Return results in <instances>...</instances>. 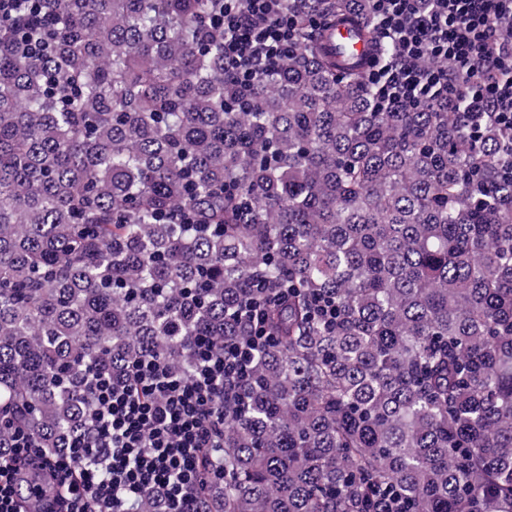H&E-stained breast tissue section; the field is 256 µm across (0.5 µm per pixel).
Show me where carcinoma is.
<instances>
[{"label":"carcinoma","mask_w":512,"mask_h":512,"mask_svg":"<svg viewBox=\"0 0 512 512\" xmlns=\"http://www.w3.org/2000/svg\"><path fill=\"white\" fill-rule=\"evenodd\" d=\"M223 5L15 0L32 26L0 22V454L19 429L66 452L93 375L184 371L257 299L269 341L201 512H512L498 132L471 149L461 99L378 111L326 41L347 24L388 57L366 0H291L296 49L246 91Z\"/></svg>","instance_id":"obj_1"}]
</instances>
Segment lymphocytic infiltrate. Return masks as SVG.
Here are the masks:
<instances>
[{"mask_svg": "<svg viewBox=\"0 0 512 512\" xmlns=\"http://www.w3.org/2000/svg\"><path fill=\"white\" fill-rule=\"evenodd\" d=\"M288 0H224L212 28L224 35V73L250 88L266 69L288 58L295 18ZM380 35L394 47L391 61L368 81L379 111L422 105L437 93L468 98L457 123L479 135L501 132L502 167L512 176V0H369ZM261 310L240 313L244 336L214 349L198 345L190 372L176 374L157 357L140 360L132 382L105 376L91 388L90 437L68 453L44 456L25 432L0 455V512H17V462L38 460L54 493L44 512H136L144 492L162 494L168 512H198L200 490L224 446V401L235 396L254 347L267 333ZM95 452L97 470L76 471L74 460Z\"/></svg>", "mask_w": 512, "mask_h": 512, "instance_id": "f902f5d3", "label": "lymphocytic infiltrate"}]
</instances>
